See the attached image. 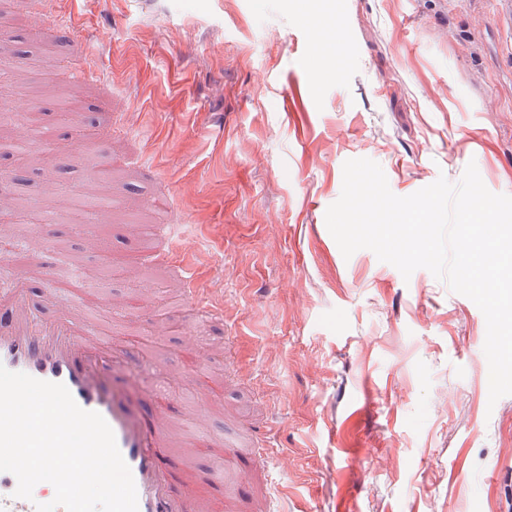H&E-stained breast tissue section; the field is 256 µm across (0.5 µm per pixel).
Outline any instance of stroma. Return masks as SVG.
Here are the masks:
<instances>
[{
  "label": "stroma",
  "instance_id": "35a3bbf8",
  "mask_svg": "<svg viewBox=\"0 0 512 512\" xmlns=\"http://www.w3.org/2000/svg\"><path fill=\"white\" fill-rule=\"evenodd\" d=\"M312 14L340 22L339 72ZM0 27V101L53 132L35 162L0 161V194L29 201L0 225L47 223L0 262L36 288L35 252L85 266L176 417L196 412L186 348L223 350L206 433L277 449L247 487L230 482L224 512H258L267 472L289 512H512V395L489 400L483 313L427 269L343 257L325 222L356 158L398 196L471 162L512 195V21L496 0H0ZM296 86L300 131L283 107ZM90 111L96 124L71 118ZM76 136L86 155L58 168ZM93 161L124 197L100 219L71 207ZM160 191L169 211L144 202ZM159 224L176 225L223 319L182 301L176 266L147 272ZM139 292L164 321L123 318Z\"/></svg>",
  "mask_w": 512,
  "mask_h": 512
}]
</instances>
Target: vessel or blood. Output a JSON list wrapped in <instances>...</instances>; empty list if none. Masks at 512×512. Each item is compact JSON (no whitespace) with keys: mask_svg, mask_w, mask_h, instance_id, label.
<instances>
[{"mask_svg":"<svg viewBox=\"0 0 512 512\" xmlns=\"http://www.w3.org/2000/svg\"><path fill=\"white\" fill-rule=\"evenodd\" d=\"M7 288L0 290V364L37 379L64 384L77 404L100 413L131 469L138 512H222L224 474L243 471L252 449L232 439L200 436L196 423L174 421L165 395L136 381L152 364L125 352L128 337L104 333L101 320L112 309L111 296H90L87 279L73 273L44 289L41 301L29 293L26 272L7 269ZM185 294L215 318L223 308L211 305L206 289L193 276L184 279ZM56 305L55 318H45L41 303ZM181 438L195 453L211 450L205 472L172 470L169 447ZM14 475L0 472V512H36L32 501L15 497Z\"/></svg>","mask_w":512,"mask_h":512,"instance_id":"b4317fda","label":"vessel or blood"}]
</instances>
